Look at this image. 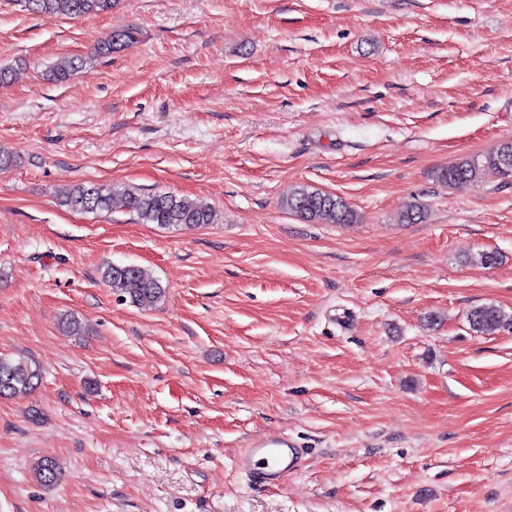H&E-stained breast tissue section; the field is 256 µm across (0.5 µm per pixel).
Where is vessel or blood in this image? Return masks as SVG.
<instances>
[{
    "mask_svg": "<svg viewBox=\"0 0 512 512\" xmlns=\"http://www.w3.org/2000/svg\"><path fill=\"white\" fill-rule=\"evenodd\" d=\"M305 458V449L289 446L287 439L270 437L245 449L239 462L256 484L275 486L297 472Z\"/></svg>",
    "mask_w": 512,
    "mask_h": 512,
    "instance_id": "vessel-or-blood-1",
    "label": "vessel or blood"
}]
</instances>
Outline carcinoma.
Segmentation results:
<instances>
[{"label": "carcinoma", "instance_id": "obj_1", "mask_svg": "<svg viewBox=\"0 0 512 512\" xmlns=\"http://www.w3.org/2000/svg\"><path fill=\"white\" fill-rule=\"evenodd\" d=\"M115 0H25L28 11L47 19H79L110 12ZM137 40V31L123 27L112 33L111 43L99 48V54L127 47ZM88 63V59L67 57L58 61L49 71L48 79L55 82L66 80L72 72ZM479 174H491L504 180L512 178V140L502 143L494 152L482 159L463 158L438 174L445 185H454L471 180ZM125 204L146 224L160 227L196 228L216 221V212L208 205L193 204L169 192L124 191ZM58 203L71 211L104 212L112 205V189L92 182L66 184L58 193ZM283 206L301 220L310 223L354 224L356 212L340 196L302 186L283 201ZM424 207L413 204L400 213L402 224L424 222ZM103 281L112 291L139 308H152L165 297L166 289L160 281L136 265H110L102 275ZM467 322L472 331L483 335L512 328V314H507L493 304L478 305L467 313ZM62 329L72 335L85 333L83 322L74 314L59 320ZM41 378L40 366L28 357H13L0 354V397H25L29 395ZM36 480L45 487L57 481V472L52 460H41L34 469Z\"/></svg>", "mask_w": 512, "mask_h": 512}]
</instances>
